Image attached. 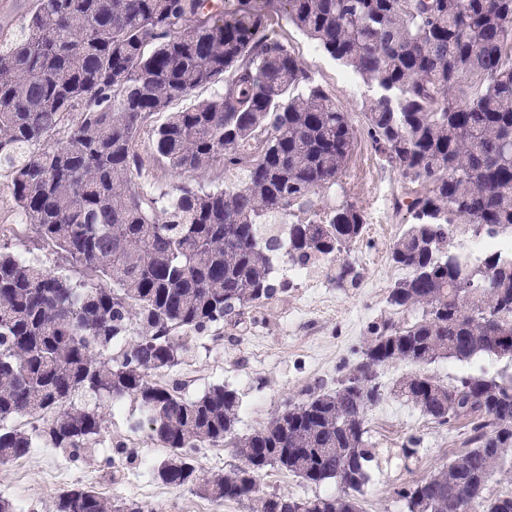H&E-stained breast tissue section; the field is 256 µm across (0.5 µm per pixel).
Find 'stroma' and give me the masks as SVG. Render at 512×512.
I'll return each mask as SVG.
<instances>
[{
	"label": "stroma",
	"mask_w": 512,
	"mask_h": 512,
	"mask_svg": "<svg viewBox=\"0 0 512 512\" xmlns=\"http://www.w3.org/2000/svg\"><path fill=\"white\" fill-rule=\"evenodd\" d=\"M279 31L314 80L355 121H362L374 89L317 50L293 25L281 22ZM343 186L365 215L363 236L350 255L360 274L357 287H336L321 265L303 281L290 264L276 261L274 277L286 283L287 293L268 306L246 310L241 320L229 318L186 337L185 351L164 377L165 382L178 383L188 398L218 384L235 390L242 404L238 435L254 432L288 405L300 402L309 386L335 387L356 364L371 326L388 319L410 323L417 317L413 311L397 312L386 302L389 288L404 275L391 265L388 254L407 222L405 211L395 206L406 189L375 152L366 131L357 133ZM10 249L45 269H67L60 253L40 241L32 227L12 238ZM412 370L411 364L396 362L379 371L384 397L368 411L376 459L363 496L365 512H403L396 489L447 466L464 449L463 428L436 425L396 394L399 379ZM426 371L452 384L461 376L484 371L512 376V363L480 355L468 362L440 360ZM140 417L137 405L127 400L112 410L108 429L93 449L72 454L35 448L20 460L0 463V496L17 504L21 512H51L60 492L81 484L138 503L143 512H194L202 502L199 491L161 482L157 469L166 451L146 430L136 428ZM411 436L419 437L420 444L417 453L407 458L401 445ZM259 486L261 494L297 499L336 491L335 481L315 485L271 467L262 472Z\"/></svg>",
	"instance_id": "35a3bbf8"
}]
</instances>
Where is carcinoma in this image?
Returning a JSON list of instances; mask_svg holds the SVG:
<instances>
[{"label": "carcinoma", "instance_id": "1", "mask_svg": "<svg viewBox=\"0 0 512 512\" xmlns=\"http://www.w3.org/2000/svg\"><path fill=\"white\" fill-rule=\"evenodd\" d=\"M282 18L376 91L367 135L410 185L396 206L411 221L389 254L406 277L387 303L421 315L374 327L354 366L361 386L309 387L238 437L234 390L186 399L153 376L176 365L183 337L284 293L278 256L356 286L348 252L365 224L348 199L319 207V192L342 187L357 128L280 37ZM511 52L512 0H237L230 12L216 0H35L0 29V172L69 268L48 271L0 244V462L38 443L85 450L107 428L104 407L130 399L137 427L171 451L157 471L168 485L250 512H364L378 372L407 362L420 370L398 394L440 426L464 425L467 450L395 490L405 512H502L512 488L489 483L512 451V378L448 385L422 367L512 361V260L487 251L474 264L453 245L461 224L512 235ZM205 86L218 91L149 125ZM146 131L152 160L183 181L149 179ZM217 164L224 184L195 181ZM15 418L30 431L5 426ZM219 443L240 464L210 475L193 453ZM274 466L333 479L337 492L261 496ZM54 512L141 510L77 485Z\"/></svg>", "mask_w": 512, "mask_h": 512}]
</instances>
